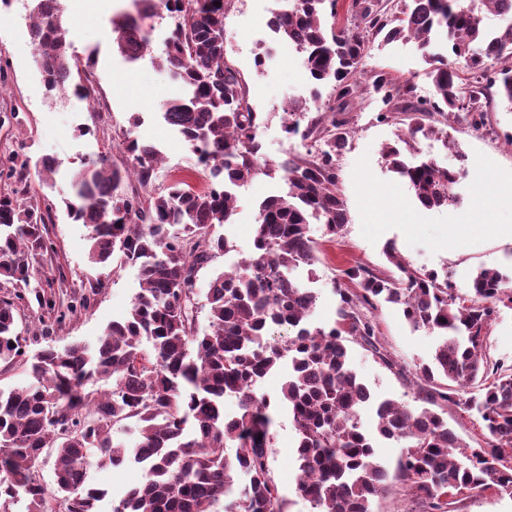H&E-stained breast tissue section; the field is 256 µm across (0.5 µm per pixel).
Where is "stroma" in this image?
<instances>
[{
    "label": "stroma",
    "mask_w": 512,
    "mask_h": 512,
    "mask_svg": "<svg viewBox=\"0 0 512 512\" xmlns=\"http://www.w3.org/2000/svg\"><path fill=\"white\" fill-rule=\"evenodd\" d=\"M37 4L38 0H0V59L8 64L7 75L0 81V169L6 167L9 154L20 149L54 160L53 174L33 181L31 190L33 199L46 198L55 205L48 226L55 252L43 263L39 290L59 297L65 306L81 293L82 283L102 276L106 288L90 296L87 306L56 327L50 338L55 346L74 340L92 343L112 320L129 312L138 288V272L133 266L119 270L90 267L88 231L69 217L64 205L71 195L73 173L82 161L101 153L111 155L116 166L127 165L125 139L131 136L154 145L161 153L153 192L182 180L203 191L209 181L195 172L193 154L161 117L163 105L180 95L171 74L157 65L175 33V19L163 12L145 20L155 38L144 54L132 59L117 50L112 34L114 21L128 13L130 0H59L62 23L71 35L70 52L91 64L97 98L86 101L69 93H45L37 52L29 38ZM281 7L280 0H230L222 24L226 55L241 72L259 114L260 158L276 168L273 177L259 176L235 188L233 221L217 228L244 253L252 242L259 204L287 188L278 164L300 152L299 139L287 138L283 130L288 103L310 101L316 90L305 71L303 54L276 41L269 26ZM362 70L368 76L382 73L410 83L418 98L432 95L427 66L413 44L375 41ZM385 109L380 96L365 87L351 101L347 114L351 133L337 157L339 188L349 221L332 240L324 237L321 225H312L320 260L312 269L296 273L318 292L314 318L322 324L337 317L339 297L334 283L342 270L361 264L377 273L388 272L391 264L385 247L390 243L412 267L437 271L455 293L466 297L478 271L512 272V238L495 230L499 224L512 225V205L500 204L488 224L475 206L480 165L492 166L502 179L512 178V108L490 90L483 100L481 131L454 132L455 145L448 149L441 142L419 139V157L448 166L462 152L470 166L467 181L458 189V202L432 210L419 207L408 185L384 163L382 150L395 143L400 129L398 120H381ZM374 316L380 342L398 364L411 368L430 359L433 333L411 328L401 310L392 305L379 306ZM349 351L352 369L374 399L416 406V389L409 376L390 371L360 344L350 343ZM274 439L277 453L272 469L286 512H311L309 502L295 492L296 433L286 410L276 414ZM376 451L393 477V492L375 501V512H418L416 501L395 479L403 454L400 444L382 441Z\"/></svg>",
    "instance_id": "obj_1"
}]
</instances>
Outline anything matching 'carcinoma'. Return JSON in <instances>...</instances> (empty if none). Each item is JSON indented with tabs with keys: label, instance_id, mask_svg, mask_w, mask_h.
Returning a JSON list of instances; mask_svg holds the SVG:
<instances>
[{
	"label": "carcinoma",
	"instance_id": "cac0c4a2",
	"mask_svg": "<svg viewBox=\"0 0 512 512\" xmlns=\"http://www.w3.org/2000/svg\"><path fill=\"white\" fill-rule=\"evenodd\" d=\"M58 0H39L30 26L47 91L73 90L85 100L94 89L87 68L69 54V30ZM143 17L162 10L177 21L158 65L189 93L166 103L162 118L176 127L206 172L203 192L180 184L147 199L127 188H149L159 152L129 141L130 164L120 169L107 155L86 160L75 174L71 217L89 231V262L138 268L139 291L127 315L112 321L93 346L73 341L29 353L16 313L30 302L38 260L49 252L54 204L32 201V178H46L54 163L23 152L9 156L0 190V362L19 364L34 381L0 389V512L26 500L27 512H100L108 492L88 480V469L136 465L138 485L112 502V512H284L271 461L276 454L273 413L288 408L297 435L296 493L311 512H373L391 494L375 440L402 444L399 478L423 512H452L461 496L512 494V366L488 364L487 329L499 305L512 304V278L482 269L472 297H458L448 281L406 263L386 246L394 266L375 273L365 266L342 271L357 288H337L338 320H311L318 294L290 277L318 261L310 224L336 236L348 223L338 189L336 158L350 130L343 109L358 92L361 65L382 34L414 44L428 65L432 97L409 106L404 130L383 159L425 208L455 201L452 188L468 175L467 156L451 168L419 159V137L448 145V128L483 126L487 85L512 106V22L483 24L485 9L512 18V0H399L388 13L374 0H350V24L336 25L339 0H297L275 15L278 38L306 54L315 86L333 83L339 106L288 104L284 132L313 140L307 156L280 164L288 191L258 207L250 252L208 283L199 303V272L235 250L215 227L231 223L233 188L271 166L258 158V113L239 70L226 60L218 33L228 0H134ZM121 52L145 51L147 29L135 20L112 29ZM445 34L447 53L431 51ZM497 65L499 69L492 70ZM385 104L413 93L384 74L371 82ZM318 115L301 127L311 108ZM399 307L408 323L436 334L431 361L415 366L418 399L412 408L393 399L372 400L350 367L348 337L367 345L389 368L375 319L366 311ZM207 311L208 325L199 326ZM288 361L279 394L258 392L268 372ZM397 369V368H395ZM400 375L406 368L397 369ZM234 398L237 412L224 413ZM451 404L476 413L485 433L472 448L448 428ZM372 406L375 435L361 414ZM54 450V484L40 475L45 449Z\"/></svg>",
	"mask_w": 512,
	"mask_h": 512
}]
</instances>
